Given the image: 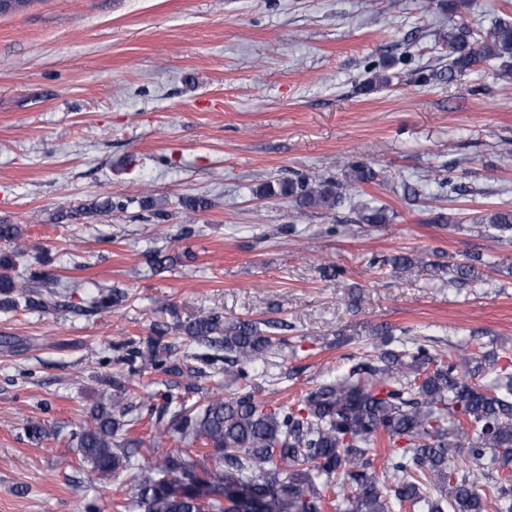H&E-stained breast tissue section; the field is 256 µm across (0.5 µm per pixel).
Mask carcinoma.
<instances>
[{"mask_svg": "<svg viewBox=\"0 0 512 512\" xmlns=\"http://www.w3.org/2000/svg\"><path fill=\"white\" fill-rule=\"evenodd\" d=\"M448 74L464 73L480 62L500 61V76L512 79V20L501 19L474 36L463 25L448 29ZM263 199L289 198L296 217L310 209L332 210L346 199L343 184L315 173L286 178L257 189ZM112 199L96 198L71 207L58 219L105 215ZM362 224H389L383 207L358 209ZM492 229L512 232V209H494L479 219ZM22 228L0 221V242L21 248ZM448 264V282L477 278L475 263ZM11 258L0 255V308L43 306L29 282L17 280ZM174 329L193 343L215 350L207 360L224 363V391L198 408H184L151 436H128L130 389L88 412L73 433L88 479L104 481L132 468L150 449L148 474L133 478V500L117 512H325V492L347 504V512H394L410 506L425 512H488L495 503L512 512V373L491 385L471 382L480 365L474 354L439 353L419 338L409 349H386L352 364L341 377L306 393L302 406H272L257 399L258 367L273 366L286 340L260 331L252 321H226L217 312L177 321ZM129 349L131 370L178 373L170 364L173 346L158 349L160 336ZM200 443L201 458L190 459L161 447L164 437ZM388 448L377 469L375 449ZM465 453L466 469L455 459Z\"/></svg>", "mask_w": 512, "mask_h": 512, "instance_id": "cac0c4a2", "label": "carcinoma"}]
</instances>
